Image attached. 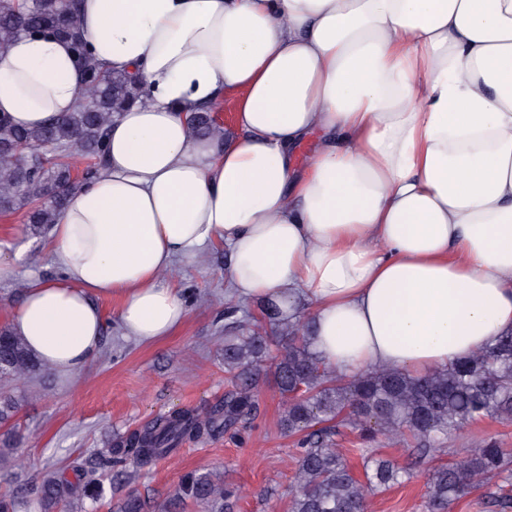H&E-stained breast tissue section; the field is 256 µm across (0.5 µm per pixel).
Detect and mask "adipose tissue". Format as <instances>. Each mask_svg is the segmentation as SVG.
Masks as SVG:
<instances>
[{"label": "adipose tissue", "mask_w": 512, "mask_h": 512, "mask_svg": "<svg viewBox=\"0 0 512 512\" xmlns=\"http://www.w3.org/2000/svg\"><path fill=\"white\" fill-rule=\"evenodd\" d=\"M87 50L137 75L105 169L50 232L62 281H30L10 325L77 377L102 343L172 335L162 282L224 244L236 297L311 307L310 342L347 377L422 376L512 330V0H80ZM237 94L235 136L187 116ZM70 42L0 50V113L74 111ZM312 141L306 166L295 151Z\"/></svg>", "instance_id": "obj_1"}]
</instances>
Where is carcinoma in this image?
Wrapping results in <instances>:
<instances>
[{
	"instance_id": "cac0c4a2",
	"label": "carcinoma",
	"mask_w": 512,
	"mask_h": 512,
	"mask_svg": "<svg viewBox=\"0 0 512 512\" xmlns=\"http://www.w3.org/2000/svg\"><path fill=\"white\" fill-rule=\"evenodd\" d=\"M50 32L68 40L83 62L85 92L78 107L48 126L20 128L0 115V214L23 210L34 231L56 223L67 196L104 168L107 131L114 118L140 100L141 87L130 75L112 72L91 59L79 19L78 0H0V50L21 34ZM208 107L188 123L199 136H211L224 124ZM49 160L42 161V156ZM28 159L26 165L18 157ZM240 306L224 307V370L231 389L224 403L208 410H180L161 415L113 445V463L146 464L171 456L190 439L212 438L246 422L256 412L261 363L272 356L275 383L287 399L282 426L305 432L300 440L295 492L288 512H365V490L397 484L406 468L390 459L365 458L361 482L338 450L337 437L350 427L364 440L401 434L428 453L442 438L485 417L512 420V332L449 367L417 378L395 369L345 379L312 349L306 324L296 314L259 306L252 323L237 317ZM46 369L31 358L22 340L0 326V378L24 381ZM17 410L0 397V427ZM512 479V461L488 442L466 458L429 474L427 512H449L451 505L478 487L491 492L501 512L512 508L502 483ZM104 486L77 466L72 473L49 472L37 487L38 512H72L95 502ZM238 489L213 473L189 472L174 492L157 505L158 512H178L188 502L204 512H234ZM146 501L129 492L119 512H147Z\"/></svg>"
}]
</instances>
